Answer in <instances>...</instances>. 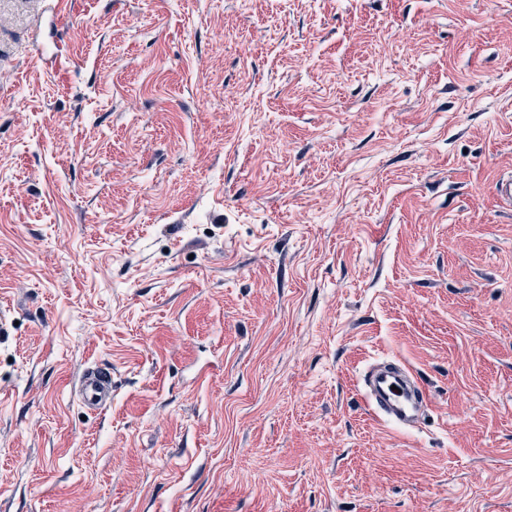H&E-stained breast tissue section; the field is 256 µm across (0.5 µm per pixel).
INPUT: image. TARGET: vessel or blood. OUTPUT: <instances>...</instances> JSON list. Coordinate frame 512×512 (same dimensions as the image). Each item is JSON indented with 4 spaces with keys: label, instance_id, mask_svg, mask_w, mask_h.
I'll use <instances>...</instances> for the list:
<instances>
[{
    "label": "vessel or blood",
    "instance_id": "1",
    "mask_svg": "<svg viewBox=\"0 0 512 512\" xmlns=\"http://www.w3.org/2000/svg\"><path fill=\"white\" fill-rule=\"evenodd\" d=\"M367 408L379 420L400 429L420 422L429 406L428 389L404 361L393 358L370 366L362 377ZM73 394L89 411L104 410L112 403V369L104 365L86 368Z\"/></svg>",
    "mask_w": 512,
    "mask_h": 512
}]
</instances>
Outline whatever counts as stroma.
<instances>
[{"mask_svg": "<svg viewBox=\"0 0 512 512\" xmlns=\"http://www.w3.org/2000/svg\"><path fill=\"white\" fill-rule=\"evenodd\" d=\"M51 2L0 0V512H512V0ZM395 385L397 390H392ZM367 408L379 420L400 429L420 422L429 407L428 389L404 361L393 358L370 366L362 377ZM74 397L91 412L112 404V368L94 365L86 368L73 389Z\"/></svg>", "mask_w": 512, "mask_h": 512, "instance_id": "stroma-1", "label": "stroma"}]
</instances>
